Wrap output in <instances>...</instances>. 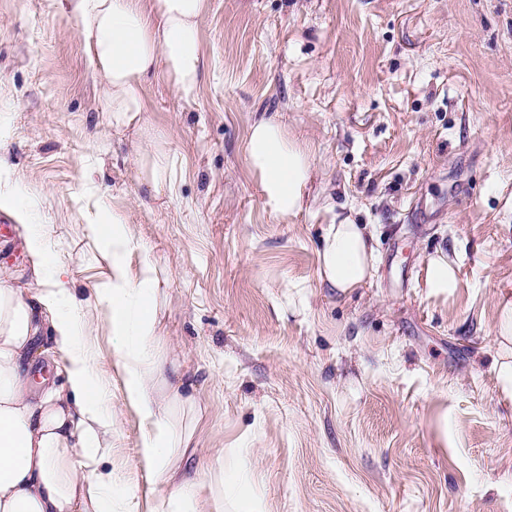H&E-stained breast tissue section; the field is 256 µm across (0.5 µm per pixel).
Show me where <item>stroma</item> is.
I'll use <instances>...</instances> for the list:
<instances>
[{
    "label": "stroma",
    "mask_w": 512,
    "mask_h": 512,
    "mask_svg": "<svg viewBox=\"0 0 512 512\" xmlns=\"http://www.w3.org/2000/svg\"><path fill=\"white\" fill-rule=\"evenodd\" d=\"M201 79L141 87L171 147L155 201L57 0H0V273L36 288L22 225L82 302L112 411V495L148 490L139 420L94 304L85 224H132L165 288L164 353L192 381L194 458L244 450L258 512H512V404L493 360L512 296V0H210ZM273 117L312 150L301 211L265 207L242 145ZM375 225L377 271L322 285L324 225ZM459 286L429 297L436 251Z\"/></svg>",
    "instance_id": "stroma-1"
}]
</instances>
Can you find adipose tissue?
<instances>
[{"label": "adipose tissue", "instance_id": "ef3b65f1", "mask_svg": "<svg viewBox=\"0 0 512 512\" xmlns=\"http://www.w3.org/2000/svg\"><path fill=\"white\" fill-rule=\"evenodd\" d=\"M103 92L114 128H130L140 182L154 199L171 195V154L143 120L141 85L160 77L181 92L200 77V21L208 0H65ZM272 214L302 207L313 166L307 145L276 120L256 121L243 144ZM109 276L96 290L100 318L112 333L125 400L142 427L140 459L151 479L147 512H224V467L190 469L199 422L197 400L175 362L161 353L165 290L149 250L133 225L90 224ZM376 232L342 222L324 228L318 252L323 283L347 293L374 274ZM24 244L43 285L23 291L0 285V512H128L112 498V473L101 469L112 446V413L94 370L87 327L69 282L50 266L45 235L28 228ZM139 253L130 278L125 258ZM500 353L495 370L501 397L512 400V299L497 309ZM66 358V381L36 375L33 355L45 330Z\"/></svg>", "mask_w": 512, "mask_h": 512}]
</instances>
